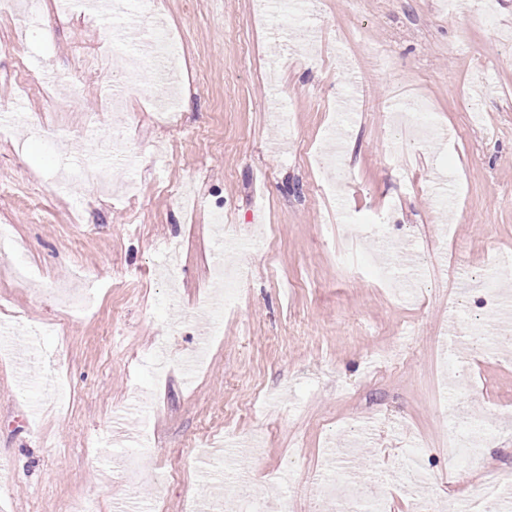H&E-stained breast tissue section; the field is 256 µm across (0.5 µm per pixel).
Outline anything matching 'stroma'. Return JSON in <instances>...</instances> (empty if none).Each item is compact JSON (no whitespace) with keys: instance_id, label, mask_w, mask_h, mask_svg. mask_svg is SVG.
Wrapping results in <instances>:
<instances>
[{"instance_id":"1","label":"stroma","mask_w":512,"mask_h":512,"mask_svg":"<svg viewBox=\"0 0 512 512\" xmlns=\"http://www.w3.org/2000/svg\"><path fill=\"white\" fill-rule=\"evenodd\" d=\"M491 2L485 16L472 0L453 13L444 0H317L305 13L156 0L140 34L158 18L180 45L172 123L153 72L127 83L98 56L112 16L83 0L0 14V225L14 239L0 253V324L15 342L39 333L26 364L0 348V512L85 499L96 512H181L189 497L238 512L216 493L235 478L276 512V492L331 469L356 474L360 512L377 498L412 512L411 485L460 512L486 468L512 483V418L491 413L512 410V344L496 359L468 350L460 365L434 348L449 312L475 336L498 321L480 283L512 256V0ZM313 27L326 33L314 66L298 51ZM73 84L80 107L66 112L60 89ZM119 84L124 111L97 123ZM417 98L443 134L399 143L389 115ZM115 134L129 151L105 190L98 143ZM330 177L338 192L320 194ZM165 184L191 187L194 211ZM386 210L394 289L375 268L378 240L351 250L343 228ZM230 255L246 271L238 300L204 338L198 318ZM19 263L29 287L9 274ZM60 288L92 290L95 312L66 311ZM397 345L401 364L377 362ZM449 376L466 390L442 410ZM475 419L483 447L467 456ZM116 456L136 457L147 479L114 476Z\"/></svg>"}]
</instances>
